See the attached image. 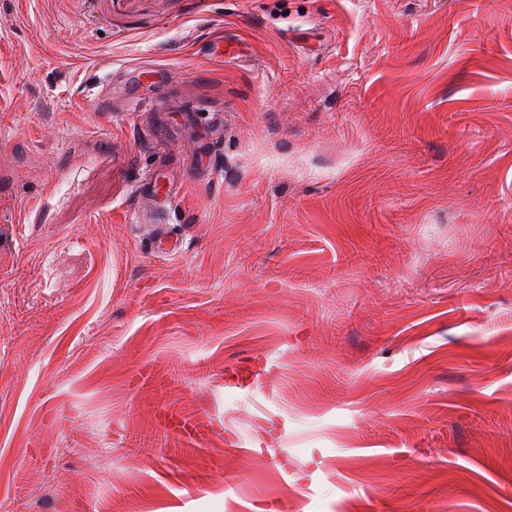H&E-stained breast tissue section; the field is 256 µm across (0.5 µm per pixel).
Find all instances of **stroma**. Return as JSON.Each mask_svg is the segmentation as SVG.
Returning <instances> with one entry per match:
<instances>
[{
  "label": "stroma",
  "instance_id": "1",
  "mask_svg": "<svg viewBox=\"0 0 512 512\" xmlns=\"http://www.w3.org/2000/svg\"><path fill=\"white\" fill-rule=\"evenodd\" d=\"M0 512H512V0H0ZM207 55L210 60H223L224 57L240 58L244 57L241 44L235 40L224 39V36L213 37L207 49ZM133 191L137 194L152 191L155 196L163 199L164 206L168 207L174 198V193L167 183L157 177V169L149 172L133 185Z\"/></svg>",
  "mask_w": 512,
  "mask_h": 512
}]
</instances>
